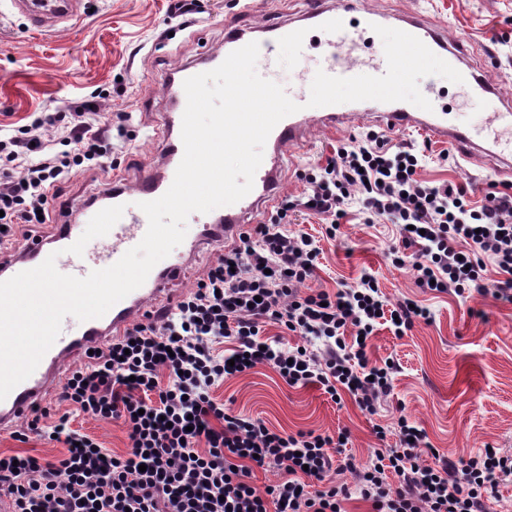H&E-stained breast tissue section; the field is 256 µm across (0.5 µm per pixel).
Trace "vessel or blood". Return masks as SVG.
<instances>
[{
	"label": "vessel or blood",
	"instance_id": "1",
	"mask_svg": "<svg viewBox=\"0 0 512 512\" xmlns=\"http://www.w3.org/2000/svg\"><path fill=\"white\" fill-rule=\"evenodd\" d=\"M10 4L26 19L30 28L38 30L72 21L79 11L78 0H10ZM303 18V23L296 25L268 22L247 28L225 29L223 47L208 55L205 62L213 67L219 66L232 51L255 41L260 45V60L270 65L279 47L305 53L313 34L317 33L323 36L326 45L318 67L327 74L353 77L363 73L373 76L385 73V58H378L362 67L353 62L350 55L357 41L370 33L372 25L388 22V15L359 6L357 0H337L332 7L326 6L325 0H314ZM397 21L399 30L418 37L457 69L465 83L472 85L482 96L492 98V85L463 61L457 47L449 42L437 25L402 14L398 15ZM195 73V67L184 66L167 78V94L174 109L162 115V123L167 130L162 145V168L145 170L131 186L121 181L113 182L110 188L81 208V223L55 224L51 235L31 240L17 254L0 250V281L37 267L51 253L72 245L84 232L85 222L109 206L124 205L122 218L107 235L99 238L96 250H87L82 256L73 257L71 275L84 277L91 271L107 268L141 241L148 220L140 205L159 198L168 190L184 154L181 126L186 95L183 82ZM285 92L294 102L301 104V111L284 118L270 133L263 161L254 177L253 189L246 197L226 206L220 214L213 211L192 213L191 221L195 223L196 231L190 239L191 249L204 245H229L237 241L253 217L280 196L282 157L290 148L305 146L311 127L336 131L354 119H372L392 131L414 129L428 133L434 140L455 147L469 161L476 159L479 153L468 129L450 122L444 110L427 112L407 102L378 101L353 102L345 108L338 104L310 108L306 105L308 95L302 88L289 86ZM494 106V112L488 113L484 120L486 128L497 137L512 136V102L495 100ZM183 274L182 260L165 258L151 270L141 287L115 304L103 317L81 322L72 334L59 335L31 376L0 401V432L11 430L35 404L57 390L62 368L67 362L85 357L89 350L121 337L134 324L159 318L163 312L161 298L168 293L170 284Z\"/></svg>",
	"mask_w": 512,
	"mask_h": 512
}]
</instances>
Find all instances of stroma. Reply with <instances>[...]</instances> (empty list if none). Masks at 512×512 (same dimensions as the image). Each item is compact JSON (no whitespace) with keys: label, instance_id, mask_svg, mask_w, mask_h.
Returning <instances> with one entry per match:
<instances>
[{"label":"stroma","instance_id":"1","mask_svg":"<svg viewBox=\"0 0 512 512\" xmlns=\"http://www.w3.org/2000/svg\"><path fill=\"white\" fill-rule=\"evenodd\" d=\"M384 13H407L438 23L450 39L462 41L469 64L512 99V0H362ZM308 0H257L254 11H241L237 0H199L191 20L175 16V0H83L79 17L52 31H34L0 0V132L14 135L35 112H64L72 103L100 96L106 112H122L124 149L112 155L106 173L80 171L60 186L61 203L77 202L102 192L112 181L134 183L141 170L160 166L166 130L161 122L170 100L163 86L170 73L199 65L202 57L224 43L231 26L264 21L291 22ZM320 46L301 58L282 52L269 72L273 81L309 87ZM420 86L433 87L452 112L453 121L480 124L489 103L471 89L430 75ZM375 122L355 120L336 132L312 129L309 146L289 150L282 172V193L300 197L304 169L325 164L337 146L369 132L383 133ZM424 148L422 180L450 181L464 187L472 200L512 188V175L500 173L499 158L489 154L469 162L457 152L439 160L444 146L417 131L393 136ZM359 200H351L335 238L323 237L322 216L288 214L289 230L316 236L320 269L305 293L337 291L357 285L371 274L389 302L410 299L426 307L429 320L417 321L397 336L380 326L368 346L371 362L393 359L399 365L390 393L377 412H362L349 394L333 401L318 385L291 387L271 367L256 368L225 379L213 390L231 415L262 419L273 431H312L337 435L347 431L346 454L356 464L369 462L381 442L374 429L395 428L399 417L423 429L431 449L466 460L493 448L512 454V302L470 293L461 298L421 287L413 264L417 247L406 249L397 267L388 255L399 242L392 224L366 223ZM73 428L96 439L116 455L129 440L120 419H95L74 413Z\"/></svg>","mask_w":512,"mask_h":512}]
</instances>
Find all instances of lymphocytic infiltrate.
<instances>
[{
	"mask_svg": "<svg viewBox=\"0 0 512 512\" xmlns=\"http://www.w3.org/2000/svg\"><path fill=\"white\" fill-rule=\"evenodd\" d=\"M111 155L112 119L86 100L40 113L17 135L0 138V156L12 170L0 181V243L39 226L61 182L104 168ZM421 163L420 152L383 134L338 147L324 166L304 174L303 199H283L226 246L173 311L133 325L70 370L57 397L68 412L55 418L49 408H35L13 433L21 442L32 434L60 436L65 454L52 461L0 455V494L13 512H341L355 492L376 512H489L500 481L512 477V455L486 451L461 466L442 455L424 464L426 435L402 416L395 446L375 451L360 468L352 457L336 458L343 441L274 432L262 420L226 413L211 395L224 379L267 365L289 386L317 383L335 401L345 391L362 412L375 414L398 367L370 363L367 339L380 323L401 336L430 317L406 299L388 304L369 274L333 294L301 295L319 255L313 236L286 227L289 211L301 206L340 218L358 197L369 214L398 225L395 264H403V249L418 247L413 268L422 286L460 297L490 291L512 301V194L472 202L456 184L420 180ZM490 265L498 275L491 282ZM268 324L321 346L260 340ZM226 342L227 353L219 349ZM75 411L123 419L126 455L73 429ZM258 469L280 478L257 488L251 478ZM346 472L352 483L339 482ZM392 475L397 484L389 483ZM314 481L322 489L312 494Z\"/></svg>",
	"mask_w": 512,
	"mask_h": 512,
	"instance_id": "f902f5d3",
	"label": "lymphocytic infiltrate"
}]
</instances>
